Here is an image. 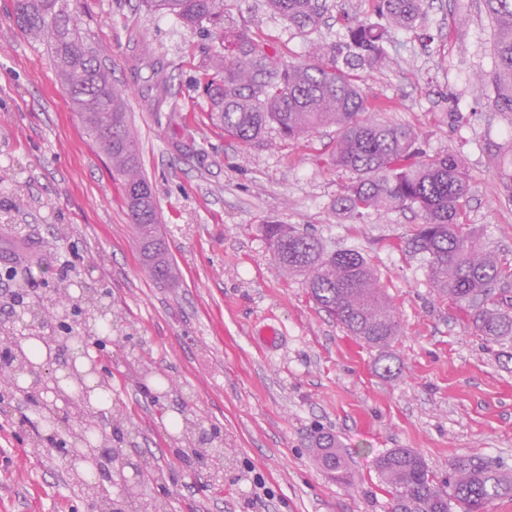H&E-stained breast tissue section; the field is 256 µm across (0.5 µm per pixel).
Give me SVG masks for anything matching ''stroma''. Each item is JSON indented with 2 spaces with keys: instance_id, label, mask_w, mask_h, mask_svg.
Instances as JSON below:
<instances>
[{
  "instance_id": "35a3bbf8",
  "label": "stroma",
  "mask_w": 512,
  "mask_h": 512,
  "mask_svg": "<svg viewBox=\"0 0 512 512\" xmlns=\"http://www.w3.org/2000/svg\"><path fill=\"white\" fill-rule=\"evenodd\" d=\"M463 4L458 13L454 0H433V42L396 33L390 60L365 73L361 88L377 120L414 129L427 154L460 157L471 186L465 218L512 261V202L492 168L512 169L504 148L512 115L474 97L476 75L495 67L493 27L484 0ZM78 10L127 90L180 280L161 284L143 272L108 160L84 136L45 46L17 33L0 41V328L11 327L21 287L7 271L29 252L40 266L23 286L26 303L52 296L64 279L111 304L120 323L93 352L126 419L125 446L154 459L159 479L147 496L166 498L168 512H391L375 463L393 448L415 449L441 474L460 455L512 473V347L464 328L422 257L401 250L414 213L359 223L337 210L350 176L334 163V130L299 141L272 132L256 146L212 133L198 82L210 39L139 0H79ZM230 15L271 38L285 64L344 34L330 18L302 35L264 0H236ZM155 63L170 75L159 107ZM266 224L307 230L375 266L404 325L387 355L318 308L303 278L282 275ZM269 325L278 332L271 344L262 334ZM172 414L205 419L223 437V486L208 487L205 471L174 460ZM28 418L0 413V512H88L83 493L66 486L65 462L33 443L42 417ZM320 432L345 449L349 484L313 460ZM259 477L269 489L261 497Z\"/></svg>"
}]
</instances>
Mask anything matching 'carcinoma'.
I'll return each instance as SVG.
<instances>
[{
	"instance_id": "cac0c4a2",
	"label": "carcinoma",
	"mask_w": 512,
	"mask_h": 512,
	"mask_svg": "<svg viewBox=\"0 0 512 512\" xmlns=\"http://www.w3.org/2000/svg\"><path fill=\"white\" fill-rule=\"evenodd\" d=\"M75 0H13L21 34L44 43L63 88L77 107L85 135L109 159L120 182L146 274L174 283L178 267L159 229L155 198L140 160V147L126 108L125 89L99 63L100 49L81 32ZM267 10L305 32L333 8L329 0H264ZM371 14L348 23L344 40L314 44L309 59L285 65L273 47L241 26H225L228 0H144L155 13L218 43L208 53L200 81L208 92V119L224 136L261 144L274 129L290 141L336 128V167L352 174L337 199L355 216L410 210L420 225L405 250L426 262V275L461 322L489 342L512 344V263L484 250L478 229L464 220L470 184L453 154L427 155L410 127L379 122L368 112L359 71L389 58L395 31L423 27L428 0H369ZM494 23L497 63L480 77L476 91H493L487 108L512 115V0H485ZM264 234L287 277L304 278L315 303L369 347L387 351L402 333V321L381 286L377 270L358 251L334 250L320 238L283 224ZM313 454L326 471L344 479L346 454L336 439L321 435ZM379 480L392 496V512H487L488 504L512 494V477L471 456L448 463V479L410 448H393L376 462Z\"/></svg>"
}]
</instances>
